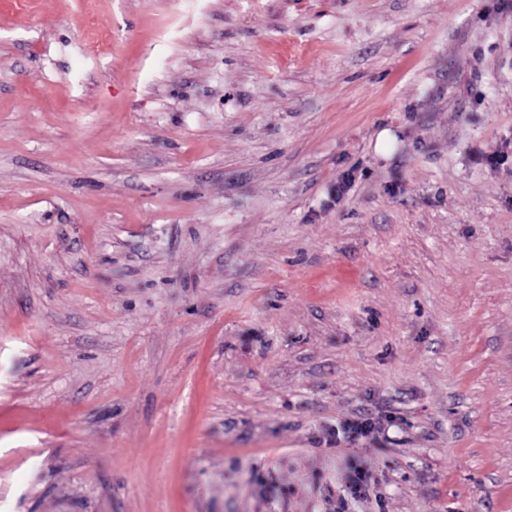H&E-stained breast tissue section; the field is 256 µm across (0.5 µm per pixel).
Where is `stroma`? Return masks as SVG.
<instances>
[{"label": "stroma", "mask_w": 512, "mask_h": 512, "mask_svg": "<svg viewBox=\"0 0 512 512\" xmlns=\"http://www.w3.org/2000/svg\"><path fill=\"white\" fill-rule=\"evenodd\" d=\"M0 512H512V0H0ZM379 424V420L375 421L372 418L341 421L339 426H336V439L334 437L331 442L332 444L336 443V448H338L344 443L366 439L379 429ZM372 479L371 471L366 467H355L347 479V493L352 498H363Z\"/></svg>", "instance_id": "35a3bbf8"}]
</instances>
